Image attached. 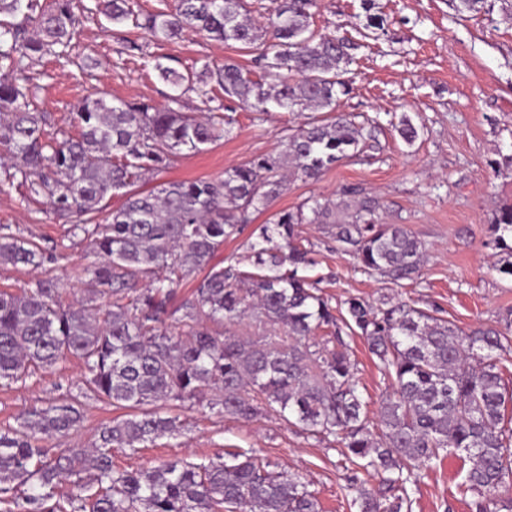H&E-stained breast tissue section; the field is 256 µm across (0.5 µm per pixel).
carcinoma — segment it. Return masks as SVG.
<instances>
[{"instance_id":"carcinoma-1","label":"carcinoma","mask_w":512,"mask_h":512,"mask_svg":"<svg viewBox=\"0 0 512 512\" xmlns=\"http://www.w3.org/2000/svg\"><path fill=\"white\" fill-rule=\"evenodd\" d=\"M267 22L242 13V0H176L174 11L136 14L128 0H97L107 20H128L156 41L186 30L238 44L255 55L265 78L232 62L201 76L257 112L321 113L288 136L278 155H264L215 180L166 182L135 189L146 172L159 173L184 149L198 153L234 123L220 105L203 116L177 108L84 99L69 126L45 133V116L30 110L27 63L66 57L79 17L72 0H0V149L13 161L27 197L47 199L64 219L76 218L97 260L86 268L81 296L53 274L61 258L0 225V266L42 270L23 294L0 290V382L24 383L38 369L74 357L84 374L76 394L33 407L17 426L0 429V503L5 512H319L297 476L272 470L245 452L232 463L163 462L147 470H118L116 448L135 451L181 433L178 417L160 402L195 400L226 416H273L311 436H332L357 465L380 478L374 493L360 488L356 512H403L420 468L465 454L463 477L477 495L476 512H512L504 496L512 477V427L505 425L512 390L495 352L512 343L505 327L469 332L405 304L373 307L360 298L338 315L304 272L315 264L298 242L302 224H328L335 241L353 248L365 271L394 283L418 273L422 243L402 224H383L376 202L314 200L283 209L243 242L254 271L215 261L224 241L238 237L250 216L287 188V179H316L366 144L364 128L336 111L345 92L341 74L353 60L348 37L312 28L318 0H272ZM122 194V206L97 222L101 202ZM491 232L512 253V205L497 212ZM191 295L174 305L179 287L196 272ZM109 305L98 303L102 297ZM175 319L182 332L172 331ZM250 319L255 336H226L224 323ZM360 336L393 379L372 437L367 402L353 379L343 335ZM125 414L103 425L93 451L59 452L46 438L67 436L83 421L82 399ZM71 480L67 506L56 488Z\"/></svg>"}]
</instances>
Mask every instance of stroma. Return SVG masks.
<instances>
[{
    "mask_svg": "<svg viewBox=\"0 0 512 512\" xmlns=\"http://www.w3.org/2000/svg\"><path fill=\"white\" fill-rule=\"evenodd\" d=\"M80 3L87 11L74 39L73 62L46 57L28 70L31 107L44 114L47 132L66 126L70 112L90 95L156 105L176 95L182 111L195 116L225 103L212 82L174 88L160 78L161 65L196 75L205 65L231 61L253 77L262 74L252 54L238 45L194 31L158 42L132 23L109 25L94 12L95 0ZM370 12L383 17V29L367 28ZM313 27L356 42L345 75L349 91L337 109L371 130L372 138L318 180L291 181L270 212L313 198L339 202L344 189L355 188L379 203L382 222L405 225L422 242L424 263L413 279L396 285L365 272L327 225L305 224L300 235L316 260L309 276L336 307L358 297L376 307L390 301L425 309L465 330L504 327L512 312V276L498 270L508 255L493 245L490 226L499 207L512 205V0H487L477 14L456 12L451 0H374L369 11L363 0H318ZM128 39L143 44V55L124 52ZM229 106L235 117L229 134L203 152L177 153L163 173L142 178L139 189L216 179L255 157L278 154L293 129L310 118L283 110L261 114L236 101ZM405 118L418 129L410 144L398 133ZM25 195V187L0 169V225L43 246H61L64 257L55 273L68 288L80 289L93 254L72 236L69 221ZM349 346L354 379L369 417H376L391 381L361 337L350 338ZM82 375L81 361L71 357L26 383L0 385V428L15 425L28 408L75 391ZM163 409L179 416L182 434L135 451L115 450L118 469L144 470L163 461L205 463L244 451L272 462L277 471L300 475L320 512H354L357 489L379 486L378 477L354 465L333 439L304 434L283 421L235 419L192 400L170 401ZM119 415L104 403L85 401L81 430L48 439L47 445L91 447L100 424ZM467 467L451 454L422 468L411 512H472L474 496L462 486Z\"/></svg>",
    "mask_w": 512,
    "mask_h": 512,
    "instance_id": "stroma-1",
    "label": "stroma"
}]
</instances>
